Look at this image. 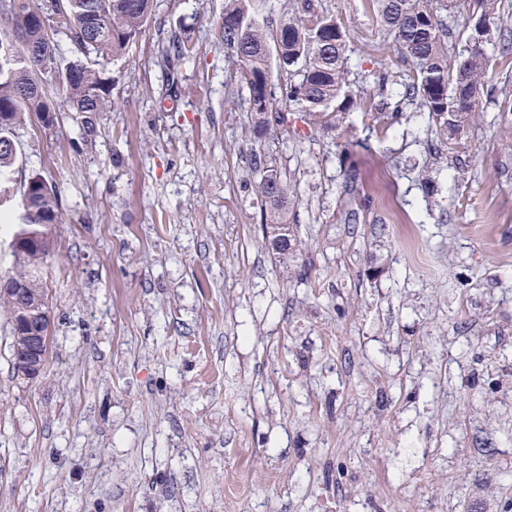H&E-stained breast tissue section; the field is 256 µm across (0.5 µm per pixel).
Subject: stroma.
Wrapping results in <instances>:
<instances>
[{"label":"stroma","mask_w":512,"mask_h":512,"mask_svg":"<svg viewBox=\"0 0 512 512\" xmlns=\"http://www.w3.org/2000/svg\"><path fill=\"white\" fill-rule=\"evenodd\" d=\"M315 3L353 94L387 76L407 119L350 114V190L281 103L261 147L297 195L289 264L264 246L224 0H154L93 144L67 118L18 129L12 177L55 185L61 217L38 378L0 309V512H512V53L452 152L397 95L413 73L374 0Z\"/></svg>","instance_id":"35a3bbf8"}]
</instances>
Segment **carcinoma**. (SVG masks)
Instances as JSON below:
<instances>
[{"label": "carcinoma", "mask_w": 512, "mask_h": 512, "mask_svg": "<svg viewBox=\"0 0 512 512\" xmlns=\"http://www.w3.org/2000/svg\"><path fill=\"white\" fill-rule=\"evenodd\" d=\"M154 0H17L18 8H0V143L16 139L26 120L44 117L56 125L68 115L84 135L94 137L92 115L108 106L105 67L132 50L153 20ZM378 18L388 37L411 63L416 79L402 84V96L428 113L438 140L451 145L473 123L477 96L496 58L487 49L492 36L503 52L512 48V35L502 28V0H469L468 31L463 49L448 53L447 28L432 0H375ZM480 18L485 39L472 32V16ZM228 62L246 90L251 112L250 135L260 140L288 130V117L276 106L275 91L296 105L310 130L330 135L341 152L349 151L347 118L363 108L348 90L347 34L336 17L313 11V0H300L294 11L275 15L261 0H224L221 25ZM69 42L64 56L55 36ZM192 52L189 42L173 35L166 59L178 62ZM55 63L54 82L43 85V65ZM284 83L277 86L274 80ZM252 166L259 174L256 192L269 229L277 228L275 255L293 258L288 208L294 190L287 175L261 156ZM15 194L29 198L20 223L27 225L37 250L23 246L14 252L10 272L32 294L46 291L34 267L44 265L53 248L51 225L59 223L61 195L40 174L24 177Z\"/></svg>", "instance_id": "obj_1"}]
</instances>
